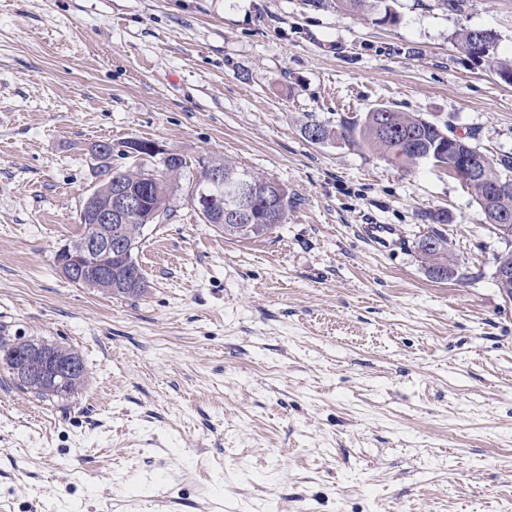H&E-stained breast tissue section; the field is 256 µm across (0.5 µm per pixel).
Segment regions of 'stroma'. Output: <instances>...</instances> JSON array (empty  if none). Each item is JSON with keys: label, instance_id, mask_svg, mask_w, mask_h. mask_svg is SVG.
<instances>
[{"label": "stroma", "instance_id": "35a3bbf8", "mask_svg": "<svg viewBox=\"0 0 512 512\" xmlns=\"http://www.w3.org/2000/svg\"><path fill=\"white\" fill-rule=\"evenodd\" d=\"M0 0V326L80 353L88 384L48 404L0 364V512H512L507 244L471 191L301 126L378 104L512 157V0ZM148 140L286 186V224L228 239L183 172L145 232L140 298L76 286L57 250L112 166ZM441 212L444 223L429 221ZM367 224H393L377 251ZM440 233L455 274L428 273ZM486 31V30H485ZM495 37L492 33L486 31L484 43L481 48L483 61L502 79L512 82V60H502L495 56Z\"/></svg>", "mask_w": 512, "mask_h": 512}]
</instances>
